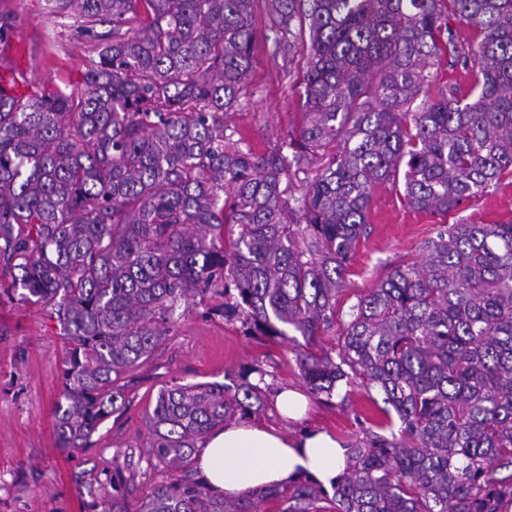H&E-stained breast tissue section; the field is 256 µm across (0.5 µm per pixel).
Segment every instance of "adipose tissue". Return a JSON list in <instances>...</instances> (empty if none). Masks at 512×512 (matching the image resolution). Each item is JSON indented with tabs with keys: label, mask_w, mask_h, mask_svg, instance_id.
I'll list each match as a JSON object with an SVG mask.
<instances>
[{
	"label": "adipose tissue",
	"mask_w": 512,
	"mask_h": 512,
	"mask_svg": "<svg viewBox=\"0 0 512 512\" xmlns=\"http://www.w3.org/2000/svg\"><path fill=\"white\" fill-rule=\"evenodd\" d=\"M347 449L335 436L309 429L291 437L255 424L230 422L213 431L199 465L210 485L233 497L248 489L286 486L310 478L332 488Z\"/></svg>",
	"instance_id": "ef3b65f1"
}]
</instances>
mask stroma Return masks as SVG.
<instances>
[{"mask_svg":"<svg viewBox=\"0 0 512 512\" xmlns=\"http://www.w3.org/2000/svg\"><path fill=\"white\" fill-rule=\"evenodd\" d=\"M0 13L12 19L36 90L49 95L84 90L96 43L78 31V4L58 12L49 0H0ZM265 23V0H255L256 40L247 94L224 118L227 131L238 133L261 153L280 147L298 128V84L306 68L301 55H284L266 40ZM462 220H512V171H505L487 193L442 217L408 208L391 184L375 187L369 233L355 250L338 298L340 318H347L357 296L392 268L422 261L424 241L441 224ZM206 308L199 301L176 311L163 344L126 387L122 409L100 424L86 447L64 451L54 432V402L62 389L68 343L38 307L0 296V512H87L92 493L111 491L116 474L123 476V492L132 506H139L166 478L148 462L147 415L159 390L175 382L232 389L246 380L263 382L269 399L250 419L290 436L309 426L349 445L382 420L363 387L342 381L331 401L311 398L305 423L281 421L271 394L283 385L305 386L289 343L248 335L242 320L209 317Z\"/></svg>","mask_w":512,"mask_h":512,"instance_id":"35a3bbf8","label":"stroma"}]
</instances>
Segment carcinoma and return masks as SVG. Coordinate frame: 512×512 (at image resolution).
Segmentation results:
<instances>
[{
    "mask_svg": "<svg viewBox=\"0 0 512 512\" xmlns=\"http://www.w3.org/2000/svg\"><path fill=\"white\" fill-rule=\"evenodd\" d=\"M78 4L83 30L112 23L86 89L0 95V292L48 311L69 344L60 449L125 405L120 381L176 308L227 296L230 279L235 302L206 314L242 315L255 336L293 329L311 394L356 382L400 422L350 446L332 512H498L512 498L497 477L512 468V221L442 225L423 262L394 267L339 324L336 300L375 186L445 215L512 170V0H270L276 47L307 69L299 132L265 154L224 134L254 0ZM453 21L482 40L461 42ZM449 69L470 81L427 96ZM336 325L337 356L315 350ZM262 381L162 388L149 456L167 479L132 511L114 478L92 510L319 512L310 480L227 501L195 477L210 432L256 412Z\"/></svg>",
    "mask_w": 512,
    "mask_h": 512,
    "instance_id": "carcinoma-1",
    "label": "carcinoma"
}]
</instances>
